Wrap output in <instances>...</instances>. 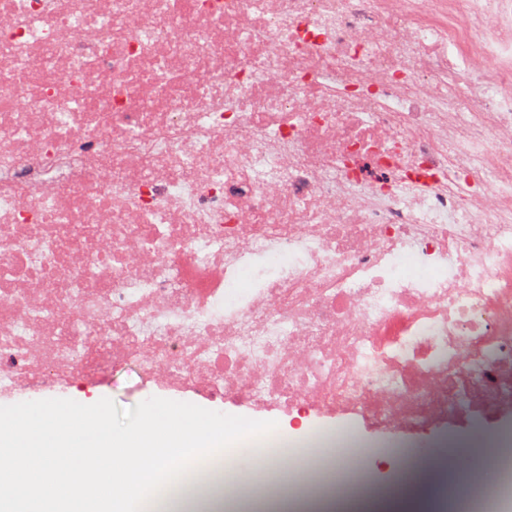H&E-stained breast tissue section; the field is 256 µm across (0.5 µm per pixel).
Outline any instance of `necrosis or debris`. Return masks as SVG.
<instances>
[{"mask_svg":"<svg viewBox=\"0 0 512 512\" xmlns=\"http://www.w3.org/2000/svg\"><path fill=\"white\" fill-rule=\"evenodd\" d=\"M135 363L512 450V0H0V395ZM288 512H372L311 491ZM190 465L177 512H279ZM512 512V459L471 471Z\"/></svg>","mask_w":512,"mask_h":512,"instance_id":"4bbe7bcc","label":"necrosis or debris"}]
</instances>
